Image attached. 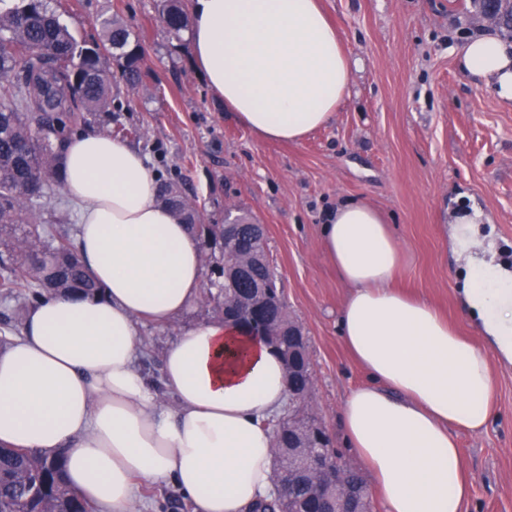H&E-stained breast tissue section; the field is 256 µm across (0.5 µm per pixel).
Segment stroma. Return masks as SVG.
I'll return each instance as SVG.
<instances>
[{
  "mask_svg": "<svg viewBox=\"0 0 512 512\" xmlns=\"http://www.w3.org/2000/svg\"><path fill=\"white\" fill-rule=\"evenodd\" d=\"M78 38L95 21L123 18L144 49L137 87L116 82L119 111L104 125L136 127L132 142L160 181L185 183L203 223L246 215L264 225L290 315L310 346L316 406L345 461L339 424L350 390L366 379L345 349L337 313L347 288L322 246L337 203L360 199L384 213L406 254L396 284L437 306L469 338L449 250L450 210L476 200L500 257L512 264V106L460 68L471 35L495 32L471 0H323L346 52L359 59L348 97L326 126L298 143L260 140L225 110L192 60L187 38L159 21L160 0H50ZM216 317L200 303L170 327L143 326L154 357L173 336ZM495 414L479 434L460 433L472 478L465 512H512V365L493 364Z\"/></svg>",
  "mask_w": 512,
  "mask_h": 512,
  "instance_id": "obj_1",
  "label": "stroma"
}]
</instances>
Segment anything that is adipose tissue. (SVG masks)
Returning <instances> with one entry per match:
<instances>
[{
	"label": "adipose tissue",
	"instance_id": "1",
	"mask_svg": "<svg viewBox=\"0 0 512 512\" xmlns=\"http://www.w3.org/2000/svg\"><path fill=\"white\" fill-rule=\"evenodd\" d=\"M191 11L197 67L259 138L302 141L348 96L354 63L321 0H192ZM458 59L512 104L511 44L480 33ZM61 171L79 207V256L104 296L27 309L20 335L0 348V446L65 453L72 493L96 512H135L144 482L173 486L193 512H248L271 486L266 420L287 399L279 355L218 318L177 336L153 381L141 328L170 325L202 299L200 238L159 202L145 157L122 140L74 137ZM486 221L472 206L450 240L478 343L393 287L404 255L378 210L346 201L322 226L349 288L339 333L369 375L345 398L341 423L384 512H464L471 498L459 435L491 420L492 359L512 364V265L497 261Z\"/></svg>",
	"mask_w": 512,
	"mask_h": 512
}]
</instances>
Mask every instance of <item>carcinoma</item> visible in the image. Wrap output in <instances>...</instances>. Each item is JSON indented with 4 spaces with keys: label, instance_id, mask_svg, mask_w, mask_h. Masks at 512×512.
Returning <instances> with one entry per match:
<instances>
[{
    "label": "carcinoma",
    "instance_id": "carcinoma-1",
    "mask_svg": "<svg viewBox=\"0 0 512 512\" xmlns=\"http://www.w3.org/2000/svg\"><path fill=\"white\" fill-rule=\"evenodd\" d=\"M498 27L512 35V0H499ZM160 19L177 36L188 26L181 0H161ZM101 36L78 40L56 17L47 0H0V298L22 308L52 294L94 297L102 287L82 265L71 229L49 224L41 212L61 184L60 160L72 135L112 105V80L100 69L112 57L128 86L142 81L143 55L132 32L117 18L99 22ZM159 198L177 210L182 221L214 243H223L224 225L203 224L186 206L176 182L160 185ZM276 277L258 265L235 284V295L250 298L257 280ZM20 321L0 315V344L19 333ZM274 454L288 453V428L270 419ZM310 493L298 475L287 494L260 506L261 512H284L288 498ZM0 512H94L69 489L63 459L34 450L0 447Z\"/></svg>",
    "mask_w": 512,
    "mask_h": 512
}]
</instances>
